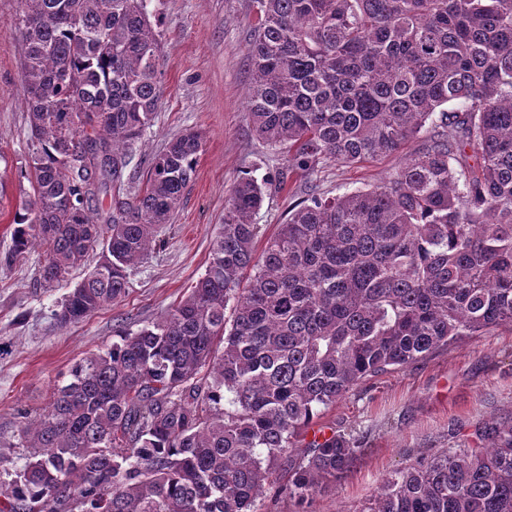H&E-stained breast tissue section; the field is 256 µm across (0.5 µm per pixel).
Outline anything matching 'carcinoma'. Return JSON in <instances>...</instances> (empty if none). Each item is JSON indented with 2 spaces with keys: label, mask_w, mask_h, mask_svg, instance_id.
I'll return each mask as SVG.
<instances>
[{
  "label": "carcinoma",
  "mask_w": 512,
  "mask_h": 512,
  "mask_svg": "<svg viewBox=\"0 0 512 512\" xmlns=\"http://www.w3.org/2000/svg\"><path fill=\"white\" fill-rule=\"evenodd\" d=\"M148 0H19L30 191L5 260L44 249L75 324L124 297L162 246L202 137L170 138L144 186H125L160 106L162 34ZM247 118L310 181L329 163L390 156L425 133L387 182L313 187L261 253L252 215L269 181L225 191L205 274L162 318L86 356L37 418L0 483V512H256L271 471L304 501L344 475L341 435L297 449L364 379L512 326V0H253ZM387 477L359 512H512V418Z\"/></svg>",
  "instance_id": "cac0c4a2"
}]
</instances>
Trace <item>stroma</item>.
Masks as SVG:
<instances>
[{"label":"stroma","instance_id":"obj_1","mask_svg":"<svg viewBox=\"0 0 512 512\" xmlns=\"http://www.w3.org/2000/svg\"><path fill=\"white\" fill-rule=\"evenodd\" d=\"M147 9L162 31L165 93L136 156L152 158L169 138L195 130L203 137L196 174L180 209L159 233L163 246L132 272L126 296L81 323L61 326L56 313L65 294L96 264L98 252L51 286L39 282L42 248L10 265L0 262V446L9 458L2 482L27 461V449L18 444L20 413L48 410L54 387L88 353L111 346L120 330L166 314L204 275L210 239L224 221L225 188L247 171L270 178L252 217L264 238L308 192L305 177L289 172L286 154L258 140L246 123L252 0H149ZM16 14L17 0H0V259L11 247L10 220L30 188L23 176L29 128ZM422 144L418 138L387 157L329 164L318 175L320 191L333 196L379 185ZM508 416L512 327L503 326L368 378L337 400L315 427L358 441L348 472L302 504L285 491L287 474L276 471L277 489L258 499L257 512H359L394 471L458 447L484 422Z\"/></svg>","mask_w":512,"mask_h":512}]
</instances>
